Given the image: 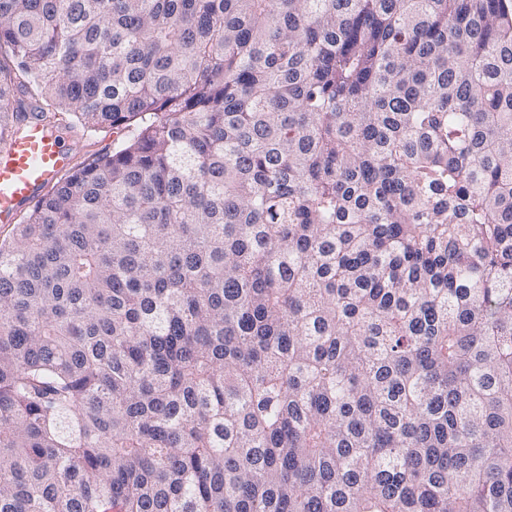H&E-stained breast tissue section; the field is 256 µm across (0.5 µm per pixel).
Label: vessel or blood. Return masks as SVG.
I'll return each instance as SVG.
<instances>
[{"instance_id":"1","label":"vessel or blood","mask_w":512,"mask_h":512,"mask_svg":"<svg viewBox=\"0 0 512 512\" xmlns=\"http://www.w3.org/2000/svg\"><path fill=\"white\" fill-rule=\"evenodd\" d=\"M73 160L62 134L29 119L21 137L0 144V222H11Z\"/></svg>"}]
</instances>
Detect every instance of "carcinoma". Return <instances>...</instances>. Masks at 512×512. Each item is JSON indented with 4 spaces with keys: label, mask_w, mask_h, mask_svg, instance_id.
I'll use <instances>...</instances> for the list:
<instances>
[{
    "label": "carcinoma",
    "mask_w": 512,
    "mask_h": 512,
    "mask_svg": "<svg viewBox=\"0 0 512 512\" xmlns=\"http://www.w3.org/2000/svg\"><path fill=\"white\" fill-rule=\"evenodd\" d=\"M128 131L0 243V512H512V0H0V138Z\"/></svg>",
    "instance_id": "1"
}]
</instances>
